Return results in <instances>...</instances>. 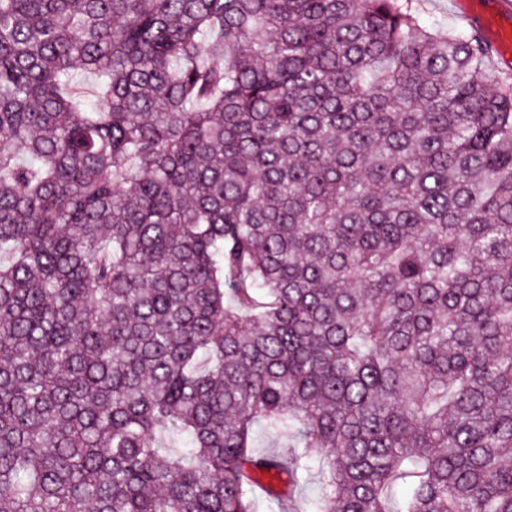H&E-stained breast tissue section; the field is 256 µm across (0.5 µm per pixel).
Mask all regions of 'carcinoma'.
<instances>
[{"label":"carcinoma","mask_w":512,"mask_h":512,"mask_svg":"<svg viewBox=\"0 0 512 512\" xmlns=\"http://www.w3.org/2000/svg\"><path fill=\"white\" fill-rule=\"evenodd\" d=\"M424 13L0 0V512H512V83Z\"/></svg>","instance_id":"carcinoma-1"}]
</instances>
